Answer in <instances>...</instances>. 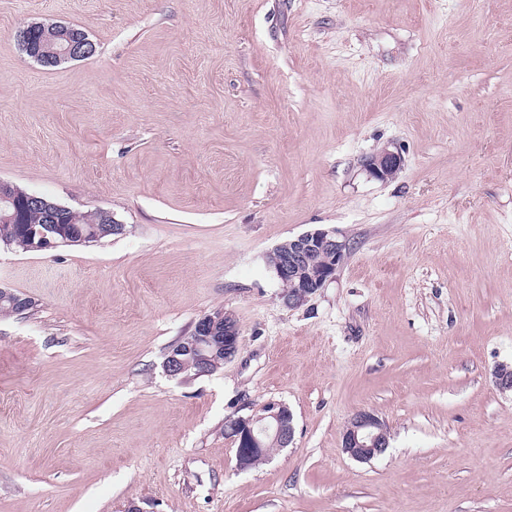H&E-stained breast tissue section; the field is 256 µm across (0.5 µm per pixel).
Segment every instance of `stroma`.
Segmentation results:
<instances>
[{
    "label": "stroma",
    "mask_w": 512,
    "mask_h": 512,
    "mask_svg": "<svg viewBox=\"0 0 512 512\" xmlns=\"http://www.w3.org/2000/svg\"><path fill=\"white\" fill-rule=\"evenodd\" d=\"M52 23L96 53L42 67ZM0 180L125 226L0 244V512H512V0H0ZM315 229L347 254L291 308L267 256ZM218 308L236 356L168 376ZM270 401L294 442L239 470ZM402 157L398 151L384 148L365 160L369 174L379 180L393 179L402 167ZM389 447L388 431L377 415L357 413L342 437V448L351 458L367 462L385 453Z\"/></svg>",
    "instance_id": "35a3bbf8"
}]
</instances>
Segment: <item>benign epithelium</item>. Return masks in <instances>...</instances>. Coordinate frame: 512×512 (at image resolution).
Masks as SVG:
<instances>
[{"instance_id":"1","label":"benign epithelium","mask_w":512,"mask_h":512,"mask_svg":"<svg viewBox=\"0 0 512 512\" xmlns=\"http://www.w3.org/2000/svg\"><path fill=\"white\" fill-rule=\"evenodd\" d=\"M44 41L51 43L59 39V48L53 56L59 60L81 59L96 51L94 43L86 34L60 24L42 28ZM402 167L399 152L384 148L365 160L369 174L379 180L394 178ZM0 199L11 204L14 212L3 220L15 224L22 209L32 206L44 210L46 223L32 225L27 229L30 242L28 249L36 252L49 251L61 246L89 244L100 241L104 232L98 226L87 230L66 231L59 227L60 216L66 207L50 203L43 205V199L19 192L0 180ZM347 244L329 230L317 229L303 233L288 244H280L270 253L278 278L288 282L282 298L290 307H300L314 296L335 276L338 265L346 255ZM327 254L336 262L322 266H308L311 256ZM0 302H7L19 312L30 308V298L16 291L0 286ZM240 332L234 320L222 309H215L203 315L195 323L190 335L177 342L178 348L168 352L164 368L174 378L188 380L190 370L195 376L210 374L211 358L217 351H224V360L235 357L238 352ZM229 437L237 445L236 465L244 471L265 459L269 453L268 441L281 448L288 447L294 437L293 417L288 408L279 403L269 402L259 412L230 421ZM389 447L388 431L377 415L370 411L357 413L350 421L342 437V448L351 458L367 462L385 453Z\"/></svg>"}]
</instances>
